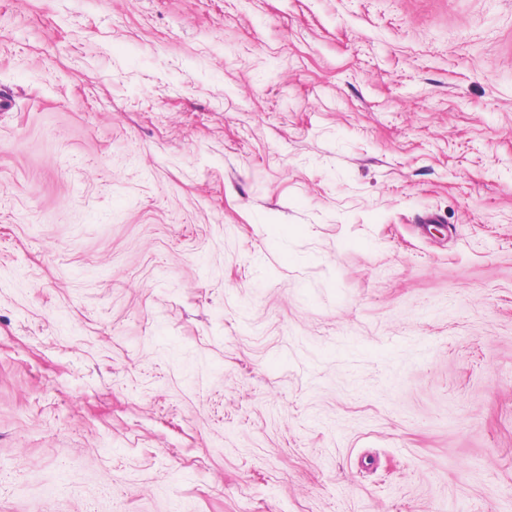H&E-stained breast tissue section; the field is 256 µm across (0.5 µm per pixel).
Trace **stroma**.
I'll return each mask as SVG.
<instances>
[{
    "instance_id": "stroma-1",
    "label": "stroma",
    "mask_w": 512,
    "mask_h": 512,
    "mask_svg": "<svg viewBox=\"0 0 512 512\" xmlns=\"http://www.w3.org/2000/svg\"><path fill=\"white\" fill-rule=\"evenodd\" d=\"M0 512H512V0H0Z\"/></svg>"
}]
</instances>
